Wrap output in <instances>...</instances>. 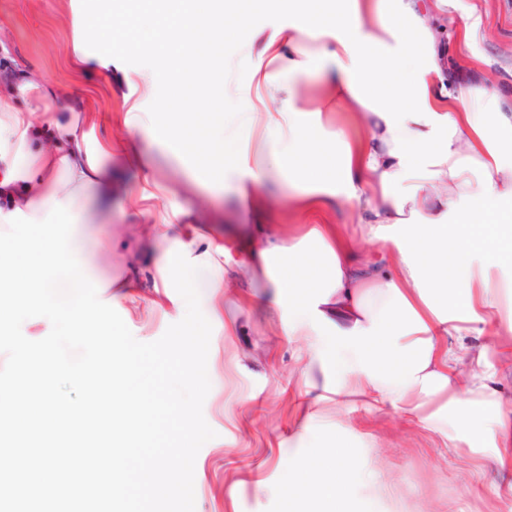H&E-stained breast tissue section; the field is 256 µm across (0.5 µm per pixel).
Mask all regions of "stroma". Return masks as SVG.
I'll list each match as a JSON object with an SVG mask.
<instances>
[{
  "instance_id": "obj_1",
  "label": "stroma",
  "mask_w": 512,
  "mask_h": 512,
  "mask_svg": "<svg viewBox=\"0 0 512 512\" xmlns=\"http://www.w3.org/2000/svg\"><path fill=\"white\" fill-rule=\"evenodd\" d=\"M151 9L148 0H125L112 10L103 0H0V80L21 71L41 76L48 95L36 93L25 102L43 128L41 145L54 139L49 113L81 108L91 115L84 125L89 148L120 138L146 161L139 168L117 149L100 156L112 197L101 209L98 192L88 194L96 212L86 249L98 274V297L111 300L137 340L156 341L183 317L154 287L171 271L156 263L163 242L143 233L134 217L143 183L159 187L157 206L205 220L210 238L224 247L225 268L237 275L234 296L211 322V388L203 415L216 436L196 457L195 512H284L280 486L290 454L317 456L342 441L359 475L349 489L352 512H512V495L496 493L503 474L491 463L449 453L447 441L422 426L351 405L339 415L323 413L312 424L313 440L298 443L294 409L307 378L296 343L267 313L276 291L262 275L251 274L243 231L261 221L296 233L311 218L289 208L253 214L229 188L206 187V172L191 149L124 127L123 115L134 103L156 122L166 121L158 106L173 95L166 60L125 45L130 36L143 43L155 39ZM472 16L480 20L475 39L446 44L450 58H473L479 66L473 73L457 71V82L512 88V0H448L449 26ZM287 24V13L265 9L225 41L222 93L232 111L279 110V102H265L263 85L241 59L258 37ZM126 278L137 282L133 292L107 289L108 281ZM228 322L235 335H225ZM374 465L384 486L377 497L361 481Z\"/></svg>"
}]
</instances>
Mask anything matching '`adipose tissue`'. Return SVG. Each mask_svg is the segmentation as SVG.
I'll return each mask as SVG.
<instances>
[{"label": "adipose tissue", "mask_w": 512, "mask_h": 512, "mask_svg": "<svg viewBox=\"0 0 512 512\" xmlns=\"http://www.w3.org/2000/svg\"><path fill=\"white\" fill-rule=\"evenodd\" d=\"M287 30L247 54L253 72L287 57L283 80L267 85L278 112H224L204 98L201 119L157 126L165 141L190 147L211 183L230 179L237 198L264 208L274 178L292 181L289 204L306 214L356 202V229L316 224L297 236L247 232L249 249L278 294L269 309L295 341L307 371L323 378L317 402L388 411L421 424L464 456L484 454L512 472V283L496 275L512 251V100L484 86H456L439 45L447 35L470 42L478 19L448 28L447 0H277ZM265 0H224L222 26L199 41L212 5L180 6L158 18L182 70L217 84L212 48ZM320 81L316 98L300 96L299 76ZM41 87L35 74L0 92V158L19 156L0 177V224H31L35 234L0 239V309L15 320L40 314L65 336L88 343L99 332L77 304L48 293L77 291L97 276L85 249L92 217L86 192L101 183L84 120L61 112L52 149L28 151L34 127L19 101ZM380 243L369 258L362 243ZM191 312L198 272L213 296L227 286L223 247L190 228L169 243ZM346 450L298 454L282 486L287 512L308 502L321 512H350L356 480Z\"/></svg>", "instance_id": "adipose-tissue-1"}]
</instances>
